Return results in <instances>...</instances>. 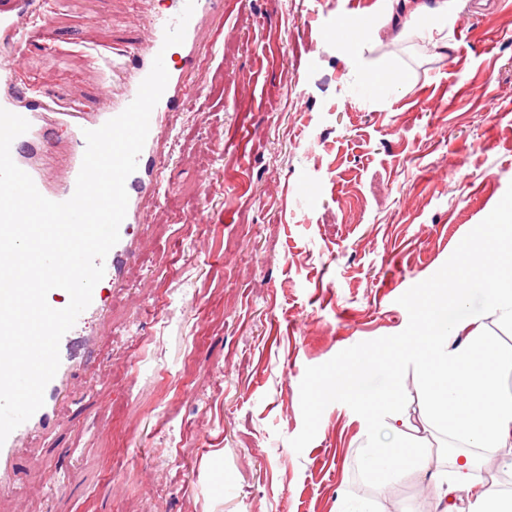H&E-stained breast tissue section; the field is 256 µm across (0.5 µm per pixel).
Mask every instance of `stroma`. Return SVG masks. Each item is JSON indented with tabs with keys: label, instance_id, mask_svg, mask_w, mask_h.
Segmentation results:
<instances>
[{
	"label": "stroma",
	"instance_id": "stroma-1",
	"mask_svg": "<svg viewBox=\"0 0 512 512\" xmlns=\"http://www.w3.org/2000/svg\"><path fill=\"white\" fill-rule=\"evenodd\" d=\"M169 0H44L22 73L60 104L112 91L96 52ZM386 0H224L199 32L197 91L162 159L167 194L136 225L129 278L92 320V358L0 512H440L406 470L357 475L365 420L324 410L303 452L307 367L408 324L399 297L433 275L512 185V8L465 0L474 25L373 31ZM450 43L430 42V26ZM404 436L448 453L414 372ZM56 475L57 484L46 483Z\"/></svg>",
	"mask_w": 512,
	"mask_h": 512
}]
</instances>
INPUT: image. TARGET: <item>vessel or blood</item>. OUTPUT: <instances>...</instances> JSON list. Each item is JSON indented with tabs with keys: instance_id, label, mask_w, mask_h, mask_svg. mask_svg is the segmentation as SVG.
Returning <instances> with one entry per match:
<instances>
[{
	"instance_id": "obj_1",
	"label": "vessel or blood",
	"mask_w": 512,
	"mask_h": 512,
	"mask_svg": "<svg viewBox=\"0 0 512 512\" xmlns=\"http://www.w3.org/2000/svg\"><path fill=\"white\" fill-rule=\"evenodd\" d=\"M185 0H171L164 13L148 16L146 37L133 36L118 48V55L127 59L126 65L112 68L113 79L121 83L111 99L103 101L94 112L77 106L60 105L49 93L28 85L14 64L10 52L27 41L28 28L34 17V0H0V107L28 120V131L11 145L15 164L33 180L38 191L47 199L63 202L75 191L76 179L86 150L85 131L100 128L119 115L136 97L139 85L149 74L156 55H163L169 80L166 89L152 111L149 132L138 158V167L126 181L129 201L127 213L120 226V239L105 259L103 285L95 286L90 306L77 318L74 326L60 342V367L45 389V402L28 421L16 428L0 445V493L16 489L11 461L23 444L34 443L55 425L61 406L67 397L68 383L78 367L88 361L84 331L87 324L102 314L110 304L103 286L122 279L132 253L133 229L147 217L144 203L158 198L161 189V162L158 142L161 130L170 129V119L190 97L192 85L188 73L195 63L198 33L204 17L203 9H195L186 29L183 43L176 48H164V30L182 11ZM65 125L72 138V152L63 171H56L45 162L52 149L48 137V122Z\"/></svg>"
}]
</instances>
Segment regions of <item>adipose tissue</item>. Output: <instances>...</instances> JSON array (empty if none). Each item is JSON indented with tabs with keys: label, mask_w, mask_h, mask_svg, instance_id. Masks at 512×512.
Returning a JSON list of instances; mask_svg holds the SVG:
<instances>
[{
	"label": "adipose tissue",
	"mask_w": 512,
	"mask_h": 512,
	"mask_svg": "<svg viewBox=\"0 0 512 512\" xmlns=\"http://www.w3.org/2000/svg\"><path fill=\"white\" fill-rule=\"evenodd\" d=\"M471 267L489 265L480 287H470L469 270L443 306L439 328L416 337L412 345L428 391V421L446 434L450 453L446 470L429 480L439 490L441 512H512V493L487 489L478 449L512 441V392L501 376L512 372V350L486 337L487 313L512 325V225L491 224L469 249Z\"/></svg>",
	"instance_id": "1"
}]
</instances>
